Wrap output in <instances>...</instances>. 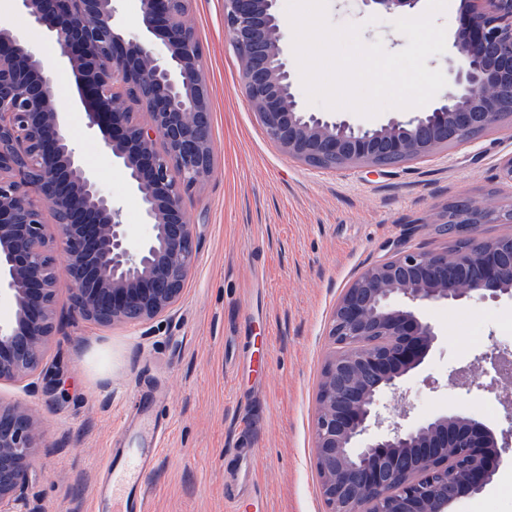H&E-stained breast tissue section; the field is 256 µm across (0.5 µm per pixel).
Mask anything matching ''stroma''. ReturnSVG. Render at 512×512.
Wrapping results in <instances>:
<instances>
[{
  "mask_svg": "<svg viewBox=\"0 0 512 512\" xmlns=\"http://www.w3.org/2000/svg\"><path fill=\"white\" fill-rule=\"evenodd\" d=\"M327 13L334 26L362 25L364 43L382 41L390 52L407 44L392 15L369 23L359 0H327ZM186 21L203 49L213 149L211 175L183 200L197 229L194 267L175 308L135 326L85 320L73 308L69 277L59 274L57 330L45 355L50 387L0 383V403L23 406L40 428L27 489L36 512H98L110 449L136 441L125 419L155 403L171 431L145 476L148 512H229L224 471L246 441L256 450L261 512H327L314 421L339 296L393 239L446 247L429 219L447 204L512 208V182L499 173L512 156V119L421 159L313 168L282 154L247 109L224 38V0H188ZM1 24L25 31L55 64L54 100L85 164L122 206L131 237L144 235L141 200L124 169L85 129L75 73L56 65L53 42L15 0H0ZM420 316L435 325L438 343L403 381L412 417L463 413L505 428L494 392L459 388L451 374L476 372L478 357L499 346L512 298L428 305ZM448 512H512V448L484 489Z\"/></svg>",
  "mask_w": 512,
  "mask_h": 512,
  "instance_id": "1",
  "label": "stroma"
}]
</instances>
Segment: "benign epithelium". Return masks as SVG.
I'll use <instances>...</instances> for the list:
<instances>
[{
    "label": "benign epithelium",
    "instance_id": "7a95c632",
    "mask_svg": "<svg viewBox=\"0 0 512 512\" xmlns=\"http://www.w3.org/2000/svg\"><path fill=\"white\" fill-rule=\"evenodd\" d=\"M46 29L56 63L70 66L81 88L87 129L121 165L143 204L147 232L130 237L121 206L104 194L57 111L53 73L27 36L0 27V298L14 305L0 322V383L26 391L46 379L44 349L56 326L58 270L45 234L43 207L55 217L73 281V306L100 326L144 323L179 301L195 262L196 225L184 195L212 173L210 92L202 50L184 22L186 0H138L140 32L118 21L120 0H16ZM405 15L420 0H364ZM451 44L448 92L407 120L363 127L304 111L283 53L278 0H224V35L239 61L243 99L267 138L288 158L315 168L383 167L428 156L474 137L509 114L512 101V0H460ZM143 95L150 120L126 111L116 86ZM434 223L451 224L463 242L454 254L394 241L366 266L332 312L335 346L319 389L316 463L328 512H361L367 493L377 512H448L480 490L506 446L466 414L408 421L407 406L388 408L380 394L405 400L404 377L437 342L420 317L429 303L512 298V239L481 240L483 224L512 223L501 211L463 201ZM36 422L20 405L0 406V512H30V460ZM468 462L466 487L450 497L448 452Z\"/></svg>",
    "mask_w": 512,
    "mask_h": 512
}]
</instances>
